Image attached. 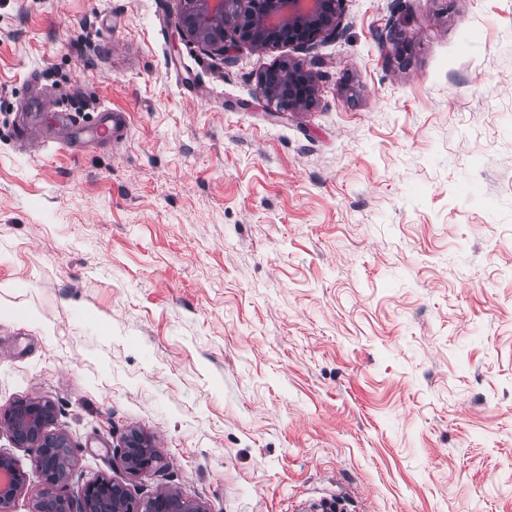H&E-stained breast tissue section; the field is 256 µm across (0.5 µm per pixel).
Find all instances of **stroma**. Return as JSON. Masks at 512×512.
Instances as JSON below:
<instances>
[{
	"instance_id": "stroma-1",
	"label": "stroma",
	"mask_w": 512,
	"mask_h": 512,
	"mask_svg": "<svg viewBox=\"0 0 512 512\" xmlns=\"http://www.w3.org/2000/svg\"><path fill=\"white\" fill-rule=\"evenodd\" d=\"M178 12L0 0V408L52 403L66 496L512 512V0H346L228 63ZM288 58L316 102L274 116ZM69 104L120 142L17 143ZM101 118L99 124V138L102 141H113L120 127H125L127 123L126 113L113 112L110 113L108 110ZM121 461L124 469L131 475H140L150 471L159 461L156 448L139 432H132L124 439Z\"/></svg>"
}]
</instances>
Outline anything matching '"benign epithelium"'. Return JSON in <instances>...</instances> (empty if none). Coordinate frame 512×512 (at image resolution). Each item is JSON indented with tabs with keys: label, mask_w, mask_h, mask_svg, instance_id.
I'll use <instances>...</instances> for the list:
<instances>
[{
	"label": "benign epithelium",
	"mask_w": 512,
	"mask_h": 512,
	"mask_svg": "<svg viewBox=\"0 0 512 512\" xmlns=\"http://www.w3.org/2000/svg\"><path fill=\"white\" fill-rule=\"evenodd\" d=\"M344 2L179 0L177 25L190 42L224 58L238 44L257 50L281 44L311 49L338 36ZM261 88L281 112L309 109L317 93L315 75L291 60L277 62L273 80L261 81ZM53 421V405L45 400L19 401L0 408V432H7L16 447L33 451L34 471L43 485L30 512H208L201 503L166 487L138 501L124 484L104 476L78 486L73 497L56 493V487L69 479L72 449L66 435L51 430ZM159 459V452L141 433L125 437L121 461L129 474L146 473ZM27 482V473L10 455L0 452V512H15L16 499Z\"/></svg>",
	"instance_id": "1"
}]
</instances>
